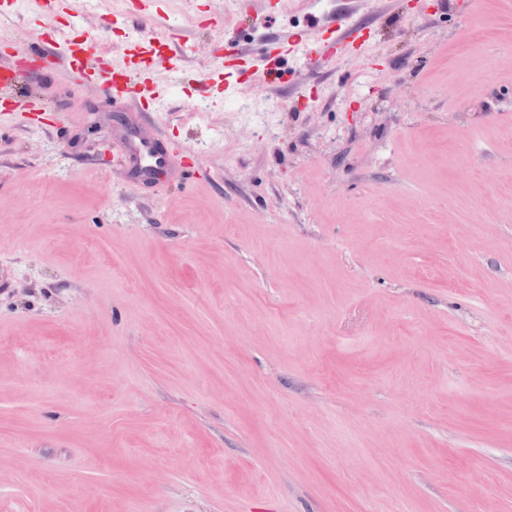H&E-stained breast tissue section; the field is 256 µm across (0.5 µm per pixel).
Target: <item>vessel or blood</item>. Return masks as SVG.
Here are the masks:
<instances>
[{
    "label": "vessel or blood",
    "instance_id": "b4317fda",
    "mask_svg": "<svg viewBox=\"0 0 512 512\" xmlns=\"http://www.w3.org/2000/svg\"><path fill=\"white\" fill-rule=\"evenodd\" d=\"M325 26L333 39L323 45L310 41L294 30L272 36L269 43L287 48L290 54L307 58L353 47L361 32L347 8L328 17ZM37 54L48 62L51 70L65 69L75 86L111 90L113 98L122 100L135 113L144 111L147 104L160 96L151 66L145 65L138 72H131L126 65L114 63L109 50L97 48L88 36L72 28L52 29L48 37L41 41ZM253 54L251 47L244 46L227 57L215 55L214 63L222 71V78H214L209 73L203 77L213 98L220 99L235 91L236 70L240 62L248 60ZM24 55V50L17 47L12 53L0 57V108L7 112L33 113L37 110L31 98L21 99L15 95L27 74L21 65ZM114 158L117 163H126L134 168L141 181L150 182L156 180L158 174L175 161L176 156L159 134L145 132L137 120L132 119L116 146Z\"/></svg>",
    "mask_w": 512,
    "mask_h": 512
}]
</instances>
